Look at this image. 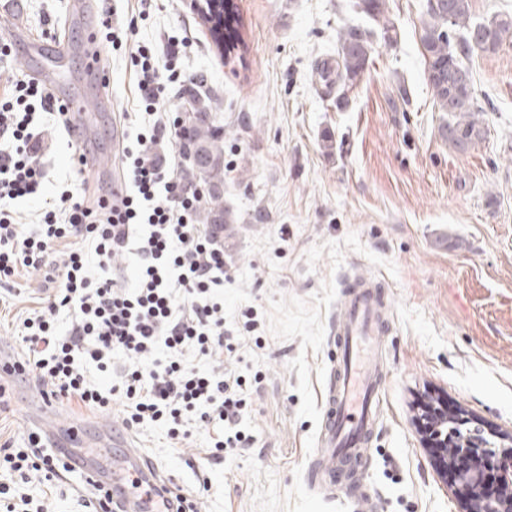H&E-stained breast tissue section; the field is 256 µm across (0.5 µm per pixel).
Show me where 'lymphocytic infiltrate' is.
Returning a JSON list of instances; mask_svg holds the SVG:
<instances>
[{"label":"lymphocytic infiltrate","mask_w":512,"mask_h":512,"mask_svg":"<svg viewBox=\"0 0 512 512\" xmlns=\"http://www.w3.org/2000/svg\"><path fill=\"white\" fill-rule=\"evenodd\" d=\"M129 58L139 124L120 113V167L126 184L118 203L92 193L85 169L75 177L78 194L62 192L42 202L31 228L17 224L15 202L42 201L45 170L35 120L68 126L64 104L48 87L20 75L0 88V278L21 269L47 270L45 298L23 321L26 366L40 389L53 398L107 410L124 398L123 423L165 426L172 440L191 435V426L213 428L211 458L248 445L239 428L246 405L241 377L200 370L183 358L186 350L209 360L232 351L224 327V249L211 226L197 224L201 185L181 175L179 144L184 128L165 112L172 98L194 93L199 73L182 74V45L169 41L132 43ZM136 258L134 280L112 269V258ZM128 362L113 370L112 357ZM116 372L108 389L92 384L86 365ZM27 447L0 445V467L28 469L52 481L69 461L42 445L38 432Z\"/></svg>","instance_id":"f902f5d3"}]
</instances>
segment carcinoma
Segmentation results:
<instances>
[{"instance_id": "obj_1", "label": "carcinoma", "mask_w": 512, "mask_h": 512, "mask_svg": "<svg viewBox=\"0 0 512 512\" xmlns=\"http://www.w3.org/2000/svg\"><path fill=\"white\" fill-rule=\"evenodd\" d=\"M356 12L376 23L387 45L397 42L396 26L389 17L388 0H354ZM233 0H224L225 49L235 47L239 40ZM374 33L351 26L341 34L336 47L334 83L348 88L361 80L373 62ZM512 44V16L504 15L488 22H475L471 0H437L425 5L421 46L425 61L427 84L433 102L448 119L438 133L448 149L466 152L473 144L487 137L488 127L483 120V109L475 104L476 96L468 61L474 54H495L503 46ZM207 96L196 94L190 98L191 111L199 118L187 126L189 138L183 148L189 152L203 151L207 162L198 169H190L197 182L207 186V197L213 205L211 223L228 225L233 215L224 209V150L220 145V128L208 118Z\"/></svg>"}]
</instances>
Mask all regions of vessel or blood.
I'll list each match as a JSON object with an SVG mask.
<instances>
[{
    "instance_id": "b4317fda",
    "label": "vessel or blood",
    "mask_w": 512,
    "mask_h": 512,
    "mask_svg": "<svg viewBox=\"0 0 512 512\" xmlns=\"http://www.w3.org/2000/svg\"><path fill=\"white\" fill-rule=\"evenodd\" d=\"M96 10L97 0H72V42L84 60L83 69L75 80L65 83L58 78L57 63L64 54L62 48L49 49L39 45L24 48L30 63L38 66L41 79L66 104L73 135L87 144L95 142L101 135L100 128L88 113L89 101H96L98 110L110 108L108 99L100 93L108 76L95 32ZM89 171L92 178L108 184L112 198L122 196L124 183L116 170L93 163ZM381 306L382 298L370 283H355L345 292L340 327L336 333L340 359L331 369L328 389L324 393L325 420L319 436L322 461L330 469L335 468L338 462L362 458L381 411L380 369L375 365L367 368L361 365L364 353L375 354L380 349ZM101 438L126 448L128 464L143 469L145 480L156 482V467L142 466L138 451L130 449L127 437H115L105 430ZM79 461L86 482L110 489L113 500L121 505L123 512H139V502L128 493L118 471L109 470L92 455L80 456Z\"/></svg>"
}]
</instances>
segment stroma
Wrapping results in <instances>:
<instances>
[{
	"label": "stroma",
	"instance_id": "stroma-1",
	"mask_svg": "<svg viewBox=\"0 0 512 512\" xmlns=\"http://www.w3.org/2000/svg\"><path fill=\"white\" fill-rule=\"evenodd\" d=\"M246 50L224 62L188 0H151L138 36L186 45L182 66L206 74L224 147V322L245 379L241 427L252 438L207 456L208 432L168 439L150 421L130 431L173 487L202 493L200 512H466L415 425L423 395L445 396L485 428L512 432V46L470 61L487 138L449 151L427 85L420 34L426 0H388L398 41L375 38L369 71L348 92L326 90L321 62L349 26L373 29L352 0H235ZM45 46L69 37L68 0H22L18 17ZM118 111L137 109L124 52L101 45ZM44 196L73 188L77 158L56 125L42 128ZM362 276L387 301L381 415L357 485L317 469L321 395L344 286ZM44 272L0 280V342L21 352L22 321L43 295ZM33 380L9 386L0 443L23 447L79 422L104 464L116 450L98 429L121 425L120 402L91 410L54 402L27 419ZM30 512H94L81 476L46 487L36 474L2 475Z\"/></svg>",
	"mask_w": 512,
	"mask_h": 512
}]
</instances>
